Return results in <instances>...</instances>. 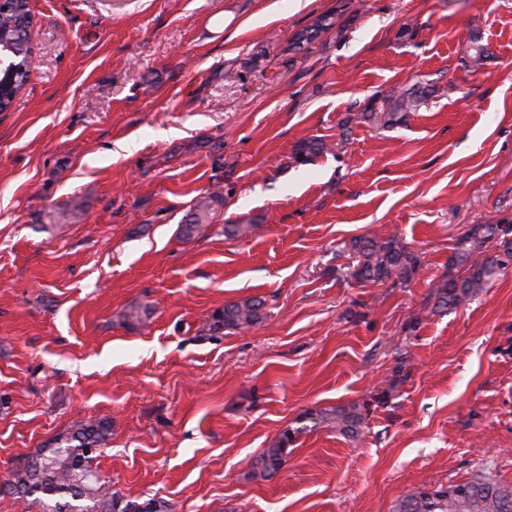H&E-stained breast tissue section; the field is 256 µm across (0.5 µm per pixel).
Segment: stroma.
Returning <instances> with one entry per match:
<instances>
[{
    "label": "stroma",
    "mask_w": 512,
    "mask_h": 512,
    "mask_svg": "<svg viewBox=\"0 0 512 512\" xmlns=\"http://www.w3.org/2000/svg\"><path fill=\"white\" fill-rule=\"evenodd\" d=\"M30 7V79L0 112V483L102 421L95 466L170 512H391L481 470L512 483V269L432 307L458 237L512 220V0ZM419 80L401 124L354 122ZM215 189L213 223L182 236ZM370 234L418 253L405 287L349 276ZM253 297L260 323L211 331ZM363 402L358 438L307 427L251 478L305 414ZM301 429L287 428L278 437L274 448H267L255 464L252 476L262 479L270 478L277 473L288 456V446L291 445Z\"/></svg>",
    "instance_id": "35a3bbf8"
}]
</instances>
